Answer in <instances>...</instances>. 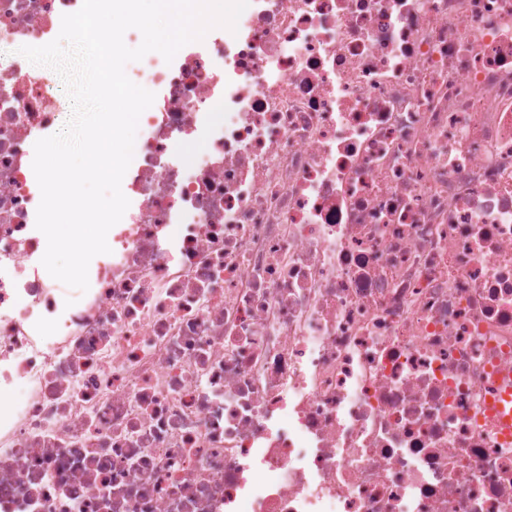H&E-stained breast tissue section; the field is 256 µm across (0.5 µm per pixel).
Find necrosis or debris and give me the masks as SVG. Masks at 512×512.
<instances>
[{"instance_id":"obj_1","label":"necrosis or debris","mask_w":512,"mask_h":512,"mask_svg":"<svg viewBox=\"0 0 512 512\" xmlns=\"http://www.w3.org/2000/svg\"><path fill=\"white\" fill-rule=\"evenodd\" d=\"M82 3L0 0V50ZM143 86L73 303L62 91L0 68V512H512V0H250Z\"/></svg>"}]
</instances>
